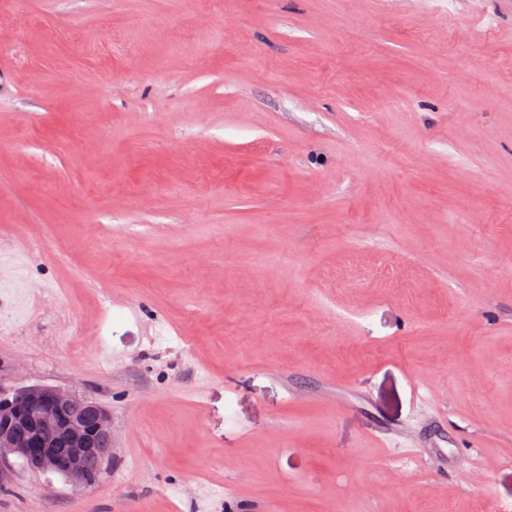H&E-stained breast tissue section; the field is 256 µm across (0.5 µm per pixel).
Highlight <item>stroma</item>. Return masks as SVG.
<instances>
[{
    "label": "stroma",
    "mask_w": 512,
    "mask_h": 512,
    "mask_svg": "<svg viewBox=\"0 0 512 512\" xmlns=\"http://www.w3.org/2000/svg\"><path fill=\"white\" fill-rule=\"evenodd\" d=\"M112 457L0 512H512V0H0V385Z\"/></svg>",
    "instance_id": "35a3bbf8"
}]
</instances>
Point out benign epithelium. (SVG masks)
Masks as SVG:
<instances>
[{"mask_svg":"<svg viewBox=\"0 0 512 512\" xmlns=\"http://www.w3.org/2000/svg\"><path fill=\"white\" fill-rule=\"evenodd\" d=\"M8 455L33 473L88 486L112 456L110 414L93 399L46 385L0 389V459Z\"/></svg>","mask_w":512,"mask_h":512,"instance_id":"7a95c632","label":"benign epithelium"}]
</instances>
